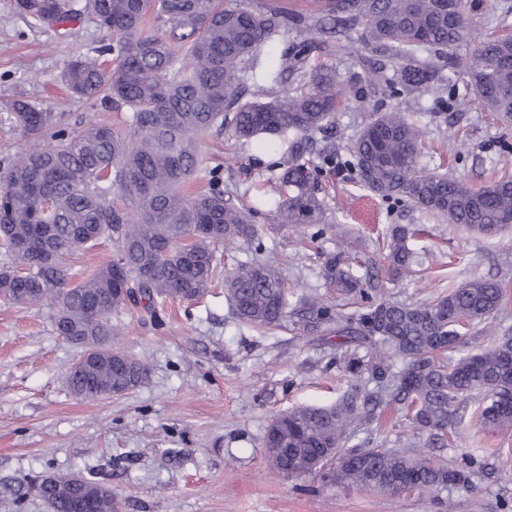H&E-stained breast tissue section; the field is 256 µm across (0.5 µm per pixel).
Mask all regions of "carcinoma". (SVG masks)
Wrapping results in <instances>:
<instances>
[{
    "instance_id": "obj_1",
    "label": "carcinoma",
    "mask_w": 512,
    "mask_h": 512,
    "mask_svg": "<svg viewBox=\"0 0 512 512\" xmlns=\"http://www.w3.org/2000/svg\"><path fill=\"white\" fill-rule=\"evenodd\" d=\"M20 13L35 22L71 17L60 0H36ZM310 12L279 6L256 11L240 0H85L84 11L115 36L113 66L91 58L71 62L65 73L71 93L109 102L129 112L130 135L106 125L74 130L59 113L26 100L8 104L29 146L9 163L0 185V246L12 265L0 269V297L20 305L50 303L58 335L112 336V313L137 289L152 310L156 299L193 301L221 269L217 247L263 237L257 211L224 200V178L209 173L207 188L184 187L201 170L202 143L228 131L243 141H270L287 133L306 135L333 127L353 88L363 111L375 112L345 155L328 144L320 167L304 159L298 140L282 174L267 194L282 224L313 221L322 212L317 196L321 169L349 171L367 192L406 203L429 216L482 234L512 228V179L474 188L449 172L421 165L422 130L396 103L385 112L370 107L377 94L399 100L436 92L443 97L444 70L465 52L478 100L512 125V39L476 40L467 22L468 0H458V20L442 0H308ZM167 26L147 30L148 17ZM303 39L290 37L292 31ZM356 32L370 55L358 56L357 72L343 76L334 65L309 64L321 46L341 53ZM266 100H248L246 81ZM112 238V259L73 285L67 258ZM406 227L390 229L385 251L364 259L377 284L354 274L359 243L346 239L325 255L321 276L339 295L361 301L344 316L320 299L291 305L281 273L255 258L224 276L237 316L256 327L277 326L286 316L308 330L336 324V336L365 349L345 352L340 367L351 390L327 406H301L275 417L264 444L273 469L300 478L323 473L380 492L413 490L431 496L448 485L470 487L477 455L446 466L428 449L448 445L461 404L478 402L474 416L493 430L512 429V337L473 346L470 330L499 310L503 288L474 278L419 305L379 297L380 282L414 272L420 255ZM457 354L453 358L449 353ZM144 365L114 350L112 358L70 371L71 391L83 399L116 396L135 388ZM377 382L370 390L364 376ZM387 407L406 409L410 425L425 437L410 456L389 448L350 447L354 427L377 421ZM78 488L61 480L47 498L52 512H70Z\"/></svg>"
}]
</instances>
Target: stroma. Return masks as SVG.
I'll return each mask as SVG.
<instances>
[{
    "mask_svg": "<svg viewBox=\"0 0 512 512\" xmlns=\"http://www.w3.org/2000/svg\"><path fill=\"white\" fill-rule=\"evenodd\" d=\"M73 0L75 16L62 23L25 18L16 0H0V180L28 140L8 111L21 98L71 125H111L128 133L126 112L92 106L73 96L63 80L68 64L94 58L110 65L112 36ZM455 92L442 113L431 112L433 94L404 101L423 130V162L479 188L512 176V127L478 103L465 66L449 69ZM370 118L356 103L336 115V130L308 135L307 159L319 164L326 142L343 146ZM289 138L265 147L210 136L204 168L221 167L224 196L237 205H258L268 181L283 170ZM321 222L279 224L271 209L260 247L247 243L222 252L225 267L252 257L280 269L290 295L342 304L321 276L325 254L341 224L369 249L382 248L391 225H406L422 261L421 273L386 285L383 299L419 304L467 280L500 282L504 302L492 319L494 335L512 332V230L484 236L425 216L403 203L375 201L371 219L360 216L366 191L355 181L324 172L318 183ZM53 308L20 306L0 299V512H50L32 485L46 475H79L112 490L119 512H512V431L480 428L471 408L461 411L457 437L434 457L455 464L481 450L483 468L471 488L450 486L434 496L377 493L334 483L319 475L284 478L270 468L263 444L274 416L306 405L335 403L350 387L336 359L332 326L307 334L292 320L257 328L236 315L223 282L193 301L157 300L154 311L126 305L112 316L119 329L114 347L143 360L147 376L117 396L82 399L67 376L78 346L55 331ZM357 442L413 450L403 411H387Z\"/></svg>",
    "mask_w": 512,
    "mask_h": 512,
    "instance_id": "stroma-1",
    "label": "stroma"
}]
</instances>
